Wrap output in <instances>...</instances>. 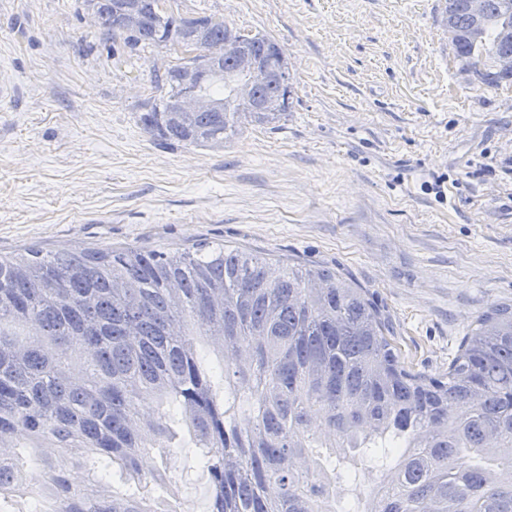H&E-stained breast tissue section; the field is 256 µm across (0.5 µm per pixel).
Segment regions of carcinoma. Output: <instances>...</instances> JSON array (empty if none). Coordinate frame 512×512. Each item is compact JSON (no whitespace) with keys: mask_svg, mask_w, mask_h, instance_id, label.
Returning <instances> with one entry per match:
<instances>
[{"mask_svg":"<svg viewBox=\"0 0 512 512\" xmlns=\"http://www.w3.org/2000/svg\"><path fill=\"white\" fill-rule=\"evenodd\" d=\"M472 2L442 0V26L495 88L512 80V0ZM82 5L131 51H182L139 117L150 136L222 147L288 111V59L267 35L166 0ZM229 35L262 56L265 83L232 54L213 59ZM189 88L204 107L180 112ZM186 446L208 512H336L341 470L370 448L395 458L355 512H512V305L482 311L448 372L429 376L329 270L279 273L224 244L0 255V512H181L167 460Z\"/></svg>","mask_w":512,"mask_h":512,"instance_id":"cac0c4a2","label":"carcinoma"}]
</instances>
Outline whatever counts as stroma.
I'll list each match as a JSON object with an SVG mask.
<instances>
[{"mask_svg": "<svg viewBox=\"0 0 512 512\" xmlns=\"http://www.w3.org/2000/svg\"><path fill=\"white\" fill-rule=\"evenodd\" d=\"M285 50L279 122L220 150L166 143L138 116L150 70L80 0H0V252L242 247L367 291L410 369L446 373L475 316L512 303V82L482 85L439 0H177ZM446 175L456 209L424 190ZM168 465L206 512L190 450Z\"/></svg>", "mask_w": 512, "mask_h": 512, "instance_id": "1", "label": "stroma"}]
</instances>
